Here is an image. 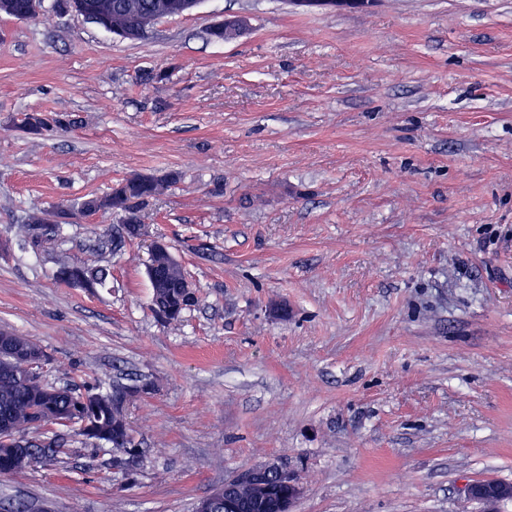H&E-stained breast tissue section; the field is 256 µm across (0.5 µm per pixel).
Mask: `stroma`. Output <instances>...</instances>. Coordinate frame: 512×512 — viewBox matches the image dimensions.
Masks as SVG:
<instances>
[{
  "mask_svg": "<svg viewBox=\"0 0 512 512\" xmlns=\"http://www.w3.org/2000/svg\"><path fill=\"white\" fill-rule=\"evenodd\" d=\"M227 15L245 33L210 41ZM172 172L147 238L106 213L18 244L34 211ZM157 239L198 297L176 327ZM71 261L105 286L57 281ZM0 329L56 386H152L132 479L67 431L0 474L6 512H192L271 460L294 512H480L467 484L512 481V0H202L136 41L57 0L0 13Z\"/></svg>",
  "mask_w": 512,
  "mask_h": 512,
  "instance_id": "35a3bbf8",
  "label": "stroma"
}]
</instances>
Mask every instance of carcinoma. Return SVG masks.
I'll list each match as a JSON object with an SVG mask.
<instances>
[{"instance_id":"cac0c4a2","label":"carcinoma","mask_w":512,"mask_h":512,"mask_svg":"<svg viewBox=\"0 0 512 512\" xmlns=\"http://www.w3.org/2000/svg\"><path fill=\"white\" fill-rule=\"evenodd\" d=\"M120 9L121 17L140 33H146L159 19L177 15L168 7L173 0H106ZM32 0H7L0 6L4 14L21 20H35ZM63 120L49 121L37 113L26 115L24 125L34 132L51 130ZM179 178L173 173L165 179L134 175L120 182L112 192L99 197L91 195L79 205L83 217L100 211L120 212L124 223H142V212L149 201L161 194ZM69 215V207L36 211L29 215L20 233L24 245L35 252L53 249L60 228L59 219ZM172 281L153 288L151 299L154 312L169 326H178L183 313L197 303L194 290L184 287L186 277L179 263ZM57 279L83 288L104 286L108 272L104 268H89L72 262L61 265ZM0 340L9 344L12 352L0 356V474L12 473L4 463V455L19 451L20 469L37 468L56 457L63 447L57 426L72 428L95 448L114 454L135 453L141 457L133 429L123 412L116 406L112 393L98 386L57 387L36 373L52 364L53 359L42 346L14 331L0 330Z\"/></svg>"}]
</instances>
